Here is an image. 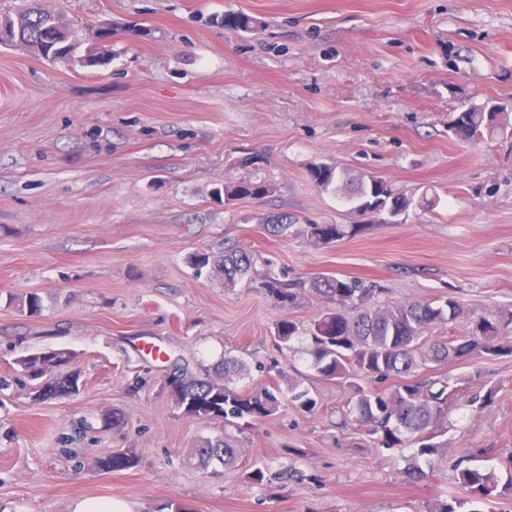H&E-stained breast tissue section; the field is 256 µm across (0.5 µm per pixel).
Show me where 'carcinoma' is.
Instances as JSON below:
<instances>
[{"label": "carcinoma", "mask_w": 512, "mask_h": 512, "mask_svg": "<svg viewBox=\"0 0 512 512\" xmlns=\"http://www.w3.org/2000/svg\"><path fill=\"white\" fill-rule=\"evenodd\" d=\"M10 26L11 39L44 53V57L67 60L74 56L79 41L70 40L73 28L61 17L46 9L23 8L16 17L0 19ZM224 27L247 31L251 19L238 14H226ZM505 107L489 102L457 113L449 131L463 140L485 133L494 134L500 128V115ZM310 177L316 186L327 190L342 177L325 164H314ZM269 186L257 182H240L217 188L213 196L221 200L259 197ZM349 199L357 200L364 210L388 209L393 216L410 206V200L393 193L383 181L360 180ZM271 231L285 235L293 225L286 214L273 215L267 220ZM310 238L316 244L328 245L359 231L357 225L310 224ZM198 270L208 266L219 273L224 286L233 288L248 277L253 256L243 248L224 251L219 259L204 252L190 256ZM312 288L327 297L336 308L315 319L309 328L311 367L318 377L336 382L348 392L343 423L364 428V432L381 448H411L413 455L405 475L413 481L422 480L434 471L436 463L448 453V440L439 437L448 433V415L462 409L475 415L492 406L497 389L489 386L477 391H464L459 382L423 378L420 370L429 364L466 361L481 353L494 355L503 349L500 333L512 324V313L506 321L483 318L468 328L465 336L446 341H430L427 332L438 324L450 323L462 315L458 301L449 298L441 304L413 302L381 304L375 299L378 289L358 278L317 276ZM265 287L268 294L286 306L296 295L288 284L270 276ZM299 335L298 325L291 320L276 324L274 339L281 349H289ZM75 355L68 349H51L30 353L15 360L20 374L29 382V394L35 401L72 396L79 390L80 373L72 368ZM244 369L239 361L225 357L202 376L184 371L174 373L165 386L172 390L174 407L188 419L231 422L235 419L252 421L273 416L281 404L277 389L249 393L233 386L231 374ZM391 377L399 383L387 390L372 384ZM288 403L304 414L317 413L321 404L307 387L294 383L288 387ZM193 459L201 466L214 462L231 465L235 448L230 439L219 434L201 439L195 446ZM138 464L133 450H119L97 460L104 471H122ZM458 491L448 498H439L426 512H482L480 506H491L501 496L495 473L466 464L456 465Z\"/></svg>", "instance_id": "carcinoma-1"}]
</instances>
